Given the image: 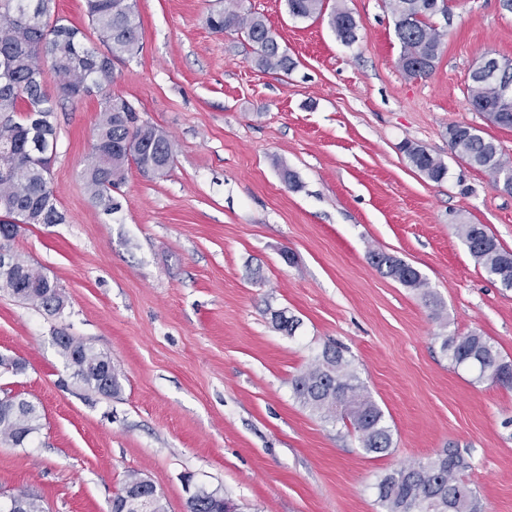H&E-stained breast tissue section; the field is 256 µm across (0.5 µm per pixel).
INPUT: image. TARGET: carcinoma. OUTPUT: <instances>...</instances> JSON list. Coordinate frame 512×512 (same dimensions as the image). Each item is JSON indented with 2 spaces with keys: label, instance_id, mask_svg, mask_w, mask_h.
<instances>
[{
  "label": "carcinoma",
  "instance_id": "cac0c4a2",
  "mask_svg": "<svg viewBox=\"0 0 512 512\" xmlns=\"http://www.w3.org/2000/svg\"><path fill=\"white\" fill-rule=\"evenodd\" d=\"M288 13L307 19L323 11L324 0H286ZM394 31L402 52V71L409 77L425 76L435 67L441 50L440 34L432 23L444 11L433 9L431 0H387ZM86 13L97 40L106 51L91 45L78 27L55 15L54 0H0V151L8 157L0 170V225L61 224L49 175L46 153L56 146L53 124L55 99L46 91L47 79L57 82L62 100L81 98L93 91L100 96V117L92 130L90 151L82 172L91 197L107 212L119 205L112 189L125 179L133 163L146 176L166 173L174 157L170 138L155 126L136 124L133 106L112 95L113 61L136 55L140 48L141 23L136 0H85ZM216 31H240L252 43L255 63L265 70L289 72L293 60L276 39L264 18L245 14L237 0H228L224 10L208 17ZM336 37L356 42L357 23L338 6L330 13ZM467 101L476 112L500 127L512 128V101L501 100L496 84L471 74ZM448 145L470 166L494 179L512 178V161L484 132L467 124L448 126ZM413 166L431 181L440 182L447 167L417 143L402 145ZM460 237L487 275L504 288H512V250L502 247L483 224H460ZM371 263L402 285L421 291L426 303H434L421 273L405 261L382 251L370 253ZM56 284L39 268L16 256L8 271L0 270V289L25 304L57 313L61 298ZM442 351L456 367L512 389V361L504 358L490 338L472 333L462 339L446 336ZM60 354L74 375L88 388L112 396L119 390L117 374L102 384L98 372L111 358L72 336L65 337ZM295 397L326 421L340 422L356 433L367 453L387 452L393 444L390 426L381 408L372 400L352 363L332 345L323 348L310 367L292 380ZM41 415L32 403L16 401V408L0 411V436L22 446L41 428ZM469 461L456 449L402 466L376 483V501L383 512H483L475 490L463 480ZM188 512H225L224 502L210 495L187 504Z\"/></svg>",
  "mask_w": 512,
  "mask_h": 512
}]
</instances>
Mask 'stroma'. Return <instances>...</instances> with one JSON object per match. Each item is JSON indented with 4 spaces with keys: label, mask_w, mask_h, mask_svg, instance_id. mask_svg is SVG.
<instances>
[{
    "label": "stroma",
    "mask_w": 512,
    "mask_h": 512,
    "mask_svg": "<svg viewBox=\"0 0 512 512\" xmlns=\"http://www.w3.org/2000/svg\"><path fill=\"white\" fill-rule=\"evenodd\" d=\"M224 3L137 0L141 50L116 62L112 92L175 156L160 178L129 167L117 212L82 180L98 93L57 103L50 179L65 221L21 225L11 247L65 307L51 315L0 291V354L24 365L0 389L42 416L24 446L0 438V493H32L45 512H110L135 473L165 512H186L192 484L239 512H381V475L453 447L485 512H512V389L473 381L441 350L477 333L512 359V289L457 233L482 224L512 249V195L446 135L475 126L512 158V129L466 97L484 56L512 60V13L455 0L450 20L434 19V70L410 78L386 0H326L303 21L285 0H240L294 60L284 74L257 68L244 34L208 26ZM337 6L356 20L352 45L328 25ZM405 141L440 159L445 179L417 170ZM374 250L419 270L438 308L374 267ZM278 313L298 320L294 334ZM61 332L111 357L118 395L73 377ZM329 343L383 411L387 453H365L294 397L292 379Z\"/></svg>",
    "instance_id": "35a3bbf8"
}]
</instances>
